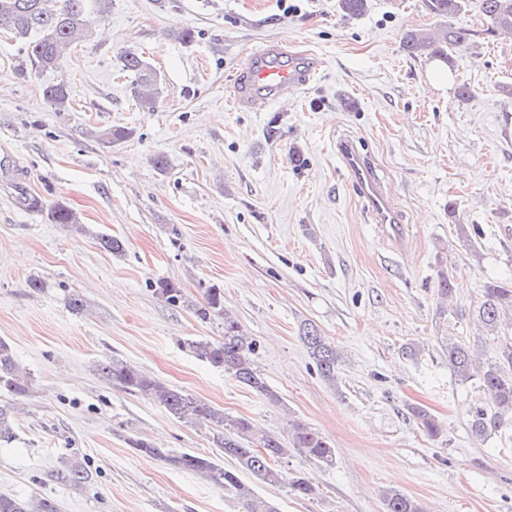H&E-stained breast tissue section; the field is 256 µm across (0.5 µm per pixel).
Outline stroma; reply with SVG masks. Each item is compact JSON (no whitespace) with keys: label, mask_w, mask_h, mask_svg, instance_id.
<instances>
[{"label":"stroma","mask_w":512,"mask_h":512,"mask_svg":"<svg viewBox=\"0 0 512 512\" xmlns=\"http://www.w3.org/2000/svg\"><path fill=\"white\" fill-rule=\"evenodd\" d=\"M456 22L475 37L442 79L440 62L401 48L407 31L441 23L423 0H369L358 18L338 0H112L57 71L32 68L24 42L0 34V338L31 380L0 442V494L51 498L59 512H238L207 479L130 448L142 438L216 452L206 426L103 379L98 364L117 357L266 432L297 420L328 437L333 467L295 452L280 461L315 478L314 498L255 484L279 512H385L390 488L425 512H512V421L472 437L470 411L486 397L456 380L444 351L454 339L494 358L475 310L488 283L512 281V98L497 90L512 83V42L487 34L478 11ZM281 42L317 61L313 81L286 101L231 108L226 87L250 51ZM127 50L160 76L153 108L131 94ZM62 79L60 108L42 92ZM462 82L471 97L456 95ZM115 127L129 137L98 139ZM343 137L398 224L375 223L357 195L336 152ZM59 204L79 227L49 221ZM103 234L124 252L102 249ZM162 280L186 303L160 298ZM211 287L257 341L280 404L190 348L224 334L223 319L192 310ZM73 293L83 313L69 309ZM306 322L341 353L336 384L299 337ZM77 460L89 483L56 480Z\"/></svg>","instance_id":"35a3bbf8"}]
</instances>
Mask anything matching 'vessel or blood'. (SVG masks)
Wrapping results in <instances>:
<instances>
[{"label": "vessel or blood", "mask_w": 512, "mask_h": 512, "mask_svg": "<svg viewBox=\"0 0 512 512\" xmlns=\"http://www.w3.org/2000/svg\"><path fill=\"white\" fill-rule=\"evenodd\" d=\"M276 53V48L270 46L257 47L251 51L245 73L233 83L230 102L243 107L251 106L256 102V93L260 90L285 98L312 80V72L281 61ZM339 150L354 186L367 201L376 223H395L396 216L391 200L372 169L352 149L348 141H340Z\"/></svg>", "instance_id": "vessel-or-blood-1"}]
</instances>
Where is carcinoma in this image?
Returning a JSON list of instances; mask_svg holds the SVG:
<instances>
[{
  "label": "carcinoma",
  "mask_w": 512,
  "mask_h": 512,
  "mask_svg": "<svg viewBox=\"0 0 512 512\" xmlns=\"http://www.w3.org/2000/svg\"><path fill=\"white\" fill-rule=\"evenodd\" d=\"M425 6L431 14L446 18L476 8L488 21L489 33L512 34V0H425ZM90 28L87 0H0V31L24 41L31 65L39 70L61 68L73 45L85 40ZM471 37L469 29L454 24L440 32L410 30L403 37L402 49L414 58L428 61L440 58L451 66L453 54L469 45ZM122 69L134 76L132 92L136 100L145 107L153 106L159 95L156 70L132 51L124 52ZM43 94L58 107L64 106L69 97L68 87L62 80L45 87ZM50 218L54 224L78 223L76 213L64 205L54 206ZM156 293L168 303L185 302L181 288L170 281L160 282ZM192 309L202 321L212 317L224 319V336L218 340L190 342L194 353L264 399L280 402L256 364V340L244 333L235 314L224 307V291L207 289L204 303L195 304ZM478 318L495 336L512 331V284H489L478 308ZM300 339L319 375L328 383L336 384L341 361L336 347L321 336L312 323L303 325ZM447 352L448 365L456 379L461 383L479 379L480 388L490 403L488 407L478 405L470 411L469 430L474 437L484 439L499 430L505 418H512V338L506 337L500 342L495 359L488 363L482 361L479 350L461 341L448 342ZM98 371L106 380L158 403L173 417L211 428L215 446L224 457L234 461V468L226 469L222 462L210 456L172 453L144 440H132L130 444L138 452L157 457L174 468L205 476L237 499L239 512H278L277 506L256 495L240 474L247 473L259 483L284 484L295 496L311 499L318 495V486L304 473L288 476L277 468V462L293 448L320 467H331L335 463L336 453L331 443L302 422L290 423L288 436L282 439L258 429L246 418L226 415L224 410L171 387L120 358L101 362ZM29 387L25 368L11 346L0 339V391L11 397L9 401L0 402V440L11 437L16 414L13 400L26 396ZM410 412L430 436L439 434L436 420L428 410L415 406ZM60 479L80 485L88 479V473L77 463ZM383 501L385 512H424L418 501L397 489L385 491ZM0 512H57V505L50 498L25 500L0 495Z\"/></svg>",
  "instance_id": "carcinoma-1"
}]
</instances>
